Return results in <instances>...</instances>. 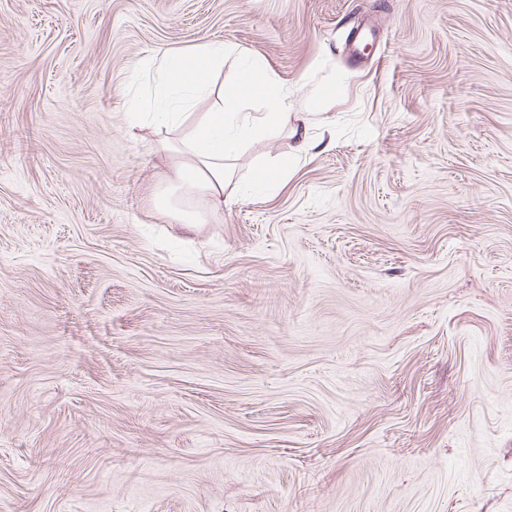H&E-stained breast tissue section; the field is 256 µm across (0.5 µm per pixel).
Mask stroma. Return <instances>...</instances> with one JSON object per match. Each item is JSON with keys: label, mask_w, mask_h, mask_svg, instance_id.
<instances>
[{"label": "stroma", "mask_w": 512, "mask_h": 512, "mask_svg": "<svg viewBox=\"0 0 512 512\" xmlns=\"http://www.w3.org/2000/svg\"><path fill=\"white\" fill-rule=\"evenodd\" d=\"M204 41L291 108L188 231ZM0 512H512V0H0ZM149 67L154 71L149 107L132 112L129 125L134 128L148 121L166 133L181 130L180 136L163 137L157 143L156 149L174 160L168 177L170 194L157 202L159 210L176 214L185 228L192 229L208 223L207 216L182 207L201 200L212 210L224 209L234 160L247 141L279 123L288 124V95L246 52L233 83L225 90L220 85L215 93L212 75L224 67V43L207 42L192 53L174 51L152 59ZM214 93L221 100L217 112H191L199 98ZM255 99L263 102L264 112L248 111V102ZM285 176L286 170L282 167L275 169L266 160L257 159L253 165L252 187L257 191H262L280 183Z\"/></svg>", "instance_id": "35a3bbf8"}]
</instances>
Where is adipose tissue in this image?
I'll return each instance as SVG.
<instances>
[{"label":"adipose tissue","mask_w":512,"mask_h":512,"mask_svg":"<svg viewBox=\"0 0 512 512\" xmlns=\"http://www.w3.org/2000/svg\"><path fill=\"white\" fill-rule=\"evenodd\" d=\"M223 65L224 46L217 42L152 60L149 106L129 119L130 126L147 121L164 131L157 149L173 163L170 192L159 197L158 207L176 214L188 229L207 221L206 213L190 210V203L223 208L224 190L244 144L288 121V96L266 77L262 64L242 55L232 84L217 88L212 76ZM212 94L222 101L218 111L195 112L196 101ZM255 99L263 102V111H249L248 103Z\"/></svg>","instance_id":"obj_1"}]
</instances>
